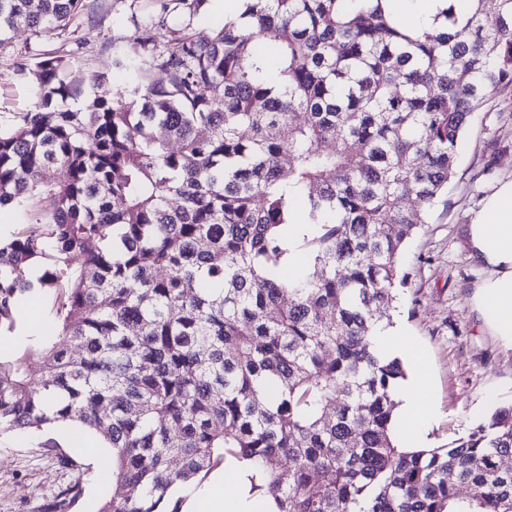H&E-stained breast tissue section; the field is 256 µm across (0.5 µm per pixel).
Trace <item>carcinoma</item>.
I'll return each instance as SVG.
<instances>
[{
    "label": "carcinoma",
    "mask_w": 512,
    "mask_h": 512,
    "mask_svg": "<svg viewBox=\"0 0 512 512\" xmlns=\"http://www.w3.org/2000/svg\"><path fill=\"white\" fill-rule=\"evenodd\" d=\"M208 2L132 0L117 95L84 93L64 44L12 72L34 105L0 114V208L23 219L0 235V336L50 295L57 340L0 357V433L101 434L98 512H180L170 487L229 458L279 512H512V405L446 448H401L406 370L371 342L473 115L512 87V0H446L417 34L382 0H246L244 23L203 35ZM88 9L0 0V50ZM298 205L311 224L291 239Z\"/></svg>",
    "instance_id": "obj_1"
}]
</instances>
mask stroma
<instances>
[{
  "label": "stroma",
  "mask_w": 512,
  "mask_h": 512,
  "mask_svg": "<svg viewBox=\"0 0 512 512\" xmlns=\"http://www.w3.org/2000/svg\"><path fill=\"white\" fill-rule=\"evenodd\" d=\"M94 11L77 32L87 57L76 75L86 92L110 95L123 81L112 73V36L132 34L130 0H92ZM35 40L25 28L11 34L0 50V112L32 108L28 88L11 79L16 63L30 59ZM109 74L100 83V74ZM512 179V87L488 95L460 148L456 174L431 221L408 242L402 260L407 277L393 320L425 356L432 417L416 434L435 446L452 443L491 412L512 403V343L485 329L472 307L480 269L468 258L467 226L486 195ZM82 465L83 495L65 512H97L110 486L99 471L101 460L75 452L73 443L52 431L40 437L0 435V512H45L75 477L60 456Z\"/></svg>",
  "instance_id": "stroma-1"
}]
</instances>
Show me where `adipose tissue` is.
<instances>
[{"mask_svg": "<svg viewBox=\"0 0 512 512\" xmlns=\"http://www.w3.org/2000/svg\"><path fill=\"white\" fill-rule=\"evenodd\" d=\"M468 257L482 277L473 296L474 308L492 335L512 341V180L486 196L468 226ZM229 474H216L209 485L185 494L181 484L170 489L181 500V512H278L273 500L252 495V466L229 460Z\"/></svg>", "mask_w": 512, "mask_h": 512, "instance_id": "ef3b65f1", "label": "adipose tissue"}]
</instances>
